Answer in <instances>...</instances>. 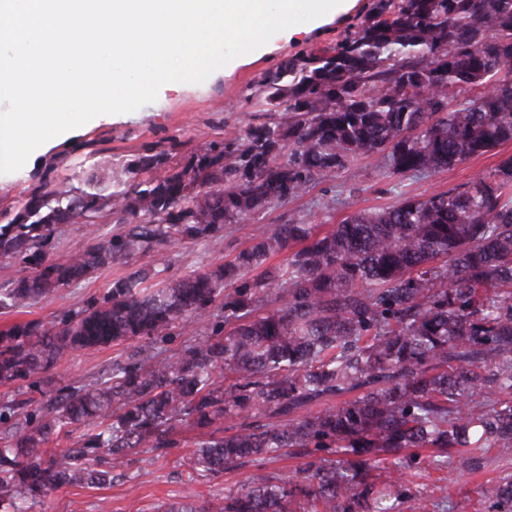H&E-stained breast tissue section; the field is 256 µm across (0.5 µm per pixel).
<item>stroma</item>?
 <instances>
[{"mask_svg":"<svg viewBox=\"0 0 512 512\" xmlns=\"http://www.w3.org/2000/svg\"><path fill=\"white\" fill-rule=\"evenodd\" d=\"M373 0H342L339 9L314 21L295 25L290 32L274 35L261 48L240 56L212 73L201 83H168L155 102L135 112L94 118L83 126L56 136L38 149L19 171L0 174V210L18 205L28 189L43 177L63 185H78L82 173L93 166L129 160L144 146L174 137L186 148L244 130L257 117L250 95L258 93L263 74L283 60L311 50L335 45L349 27L369 13ZM96 142L94 160H87L80 143ZM512 155V144L495 153L472 159L457 167L427 175L389 178L384 153L357 158L347 168L312 186L301 197L272 207L243 224L232 225L218 241L175 245L161 255L170 272L181 275L204 265L230 261L253 238L272 225L292 220L301 224H337L353 211L395 204L402 195L425 197L462 184L489 171L500 159ZM126 265L103 268L90 278L60 289L32 303L23 313L1 312L0 329L19 319L52 322L78 312L100 299L112 279L124 274ZM133 342L66 352L52 373L57 386L90 384L125 352ZM189 448L170 449L165 456L143 450L131 455L132 479L98 488L67 486L53 491L31 512H204L213 495H230L247 483L251 466L225 471L209 480H192L182 464ZM512 476V454L490 451L473 475L460 476L453 467L434 462L430 448L417 450L403 480L392 486L401 496L402 512H503L482 493L484 486Z\"/></svg>","mask_w":512,"mask_h":512,"instance_id":"35a3bbf8","label":"stroma"}]
</instances>
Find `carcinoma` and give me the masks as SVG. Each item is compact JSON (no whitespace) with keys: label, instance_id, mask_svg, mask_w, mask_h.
Here are the masks:
<instances>
[{"label":"carcinoma","instance_id":"cac0c4a2","mask_svg":"<svg viewBox=\"0 0 512 512\" xmlns=\"http://www.w3.org/2000/svg\"><path fill=\"white\" fill-rule=\"evenodd\" d=\"M476 87L487 91L448 110ZM255 106L265 121L233 136L182 156L181 142H157L1 210L0 260L19 276L0 285V310L221 239L360 156L386 153L402 178L512 142V0H374L339 43L267 73ZM109 216L121 230L108 238L96 220ZM60 224L89 225L88 246L55 255ZM168 271L139 266L57 322L0 329V387L40 391L68 350L153 346L203 325L160 360L137 346L93 384L1 400L3 512H22L19 496L122 481L131 454L162 457L183 428L191 476L255 467L206 512H392L371 475L382 456L435 448L464 474L492 448L512 452V156L446 191L326 230L290 219L229 262ZM285 451L306 467L266 471ZM484 495L511 506L512 479Z\"/></svg>","mask_w":512,"mask_h":512}]
</instances>
